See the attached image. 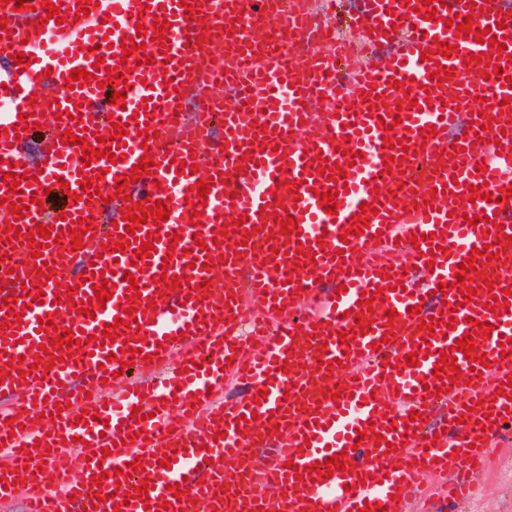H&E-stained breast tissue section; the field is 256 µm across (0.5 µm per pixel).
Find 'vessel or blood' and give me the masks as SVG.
Listing matches in <instances>:
<instances>
[{
  "instance_id": "vessel-or-blood-1",
  "label": "vessel or blood",
  "mask_w": 512,
  "mask_h": 512,
  "mask_svg": "<svg viewBox=\"0 0 512 512\" xmlns=\"http://www.w3.org/2000/svg\"><path fill=\"white\" fill-rule=\"evenodd\" d=\"M29 3L0 7V58L9 62L0 73V299L23 309L18 320L0 310L9 321L0 330V393L15 401L0 411V505L21 497L27 512H363L377 503L397 512L426 472L447 476L444 500L464 498L492 443L512 429V297L503 296L512 288V207L498 201L512 185V85L493 75L498 66L512 71V11L499 0H433L432 22L417 12L424 0H364L354 19L358 49L347 54L312 40L326 24L312 0H194L188 8L98 0L87 11L79 0H52L56 18L41 0ZM458 15L491 29L506 57L464 38L450 24ZM158 16L170 24L164 43L151 37ZM271 35L282 39L275 53L266 50ZM125 36L141 37L144 48L123 62ZM441 40L451 45L443 58ZM379 43L395 49L375 64L367 56ZM16 53L31 65L10 63ZM123 64L124 81L104 87L108 69ZM439 66L456 73L429 79ZM75 69L90 71L87 87L67 88ZM397 81L411 93L394 89ZM109 89L125 92L124 105L109 104ZM215 113L224 121L220 144ZM23 114L53 129L37 163L21 152L30 132H11ZM462 124L467 133L450 138ZM67 129L91 146L110 137L118 163L83 161L81 146L62 145ZM387 135L406 146H384ZM145 156L153 159L146 174L116 194V176ZM390 156L398 163L388 169ZM12 169L22 177L15 193L1 180ZM95 173L99 193L74 200L80 179ZM202 179L212 185L196 222L192 187ZM63 180L71 200L33 203L40 188ZM480 185L488 198H471ZM333 189L332 215L318 195ZM159 200L167 221L136 225L124 253L108 249L124 211L139 215ZM10 201L24 206L22 217L8 211ZM365 202L377 214L341 240ZM83 215L93 223L74 250L67 230ZM474 215L478 224H469ZM287 217L296 222L289 234L279 225ZM14 224L23 235L13 240ZM39 224L61 230L62 245L46 235L42 248L28 242ZM151 233L150 255L136 258ZM485 246L494 259L472 257ZM470 257L478 293L466 301L452 281ZM126 272L134 282L123 281ZM99 274L114 289L89 318L81 313L95 295L87 280ZM161 276L183 283L161 291ZM38 281L39 303L30 295ZM71 288L69 304L62 297ZM379 289L383 300L361 305L362 293ZM134 290L139 300H130ZM449 304L454 328L440 323L425 335L423 323ZM130 307L135 320L104 337ZM45 316L84 331L90 344L58 350ZM479 321L491 325L489 336L476 334ZM468 331L486 364L455 351ZM450 349L462 372L455 380L432 373ZM412 352L421 355L413 367L405 361ZM125 362L152 386L120 384L114 374ZM33 364L45 376L29 374ZM472 370L476 379L466 380ZM228 381L246 388L229 407ZM87 413L92 421L79 424ZM269 447L273 456L260 457ZM338 453L346 473L316 476L314 464ZM137 459L141 468L128 472ZM102 469L107 476L95 483ZM144 481L142 501L135 492Z\"/></svg>"
}]
</instances>
